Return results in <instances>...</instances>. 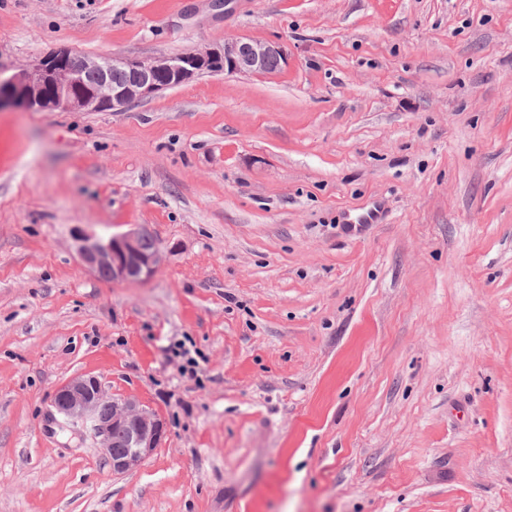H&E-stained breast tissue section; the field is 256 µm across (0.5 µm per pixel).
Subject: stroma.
<instances>
[{
    "label": "stroma",
    "instance_id": "obj_1",
    "mask_svg": "<svg viewBox=\"0 0 512 512\" xmlns=\"http://www.w3.org/2000/svg\"><path fill=\"white\" fill-rule=\"evenodd\" d=\"M238 37L287 64L0 109V512H512V0H0L10 70ZM137 227L153 277L81 268ZM83 374L165 423L125 473Z\"/></svg>",
    "mask_w": 512,
    "mask_h": 512
}]
</instances>
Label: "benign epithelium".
Segmentation results:
<instances>
[{"mask_svg":"<svg viewBox=\"0 0 512 512\" xmlns=\"http://www.w3.org/2000/svg\"><path fill=\"white\" fill-rule=\"evenodd\" d=\"M287 63L285 49L276 43L251 39L224 41L222 50H193L149 61L91 56L66 48L52 50L6 76L0 69V107L20 106L47 112L118 111L130 103L160 91L181 86L213 67L224 64L226 73H265L271 60ZM124 67L132 78L112 83L110 72ZM95 73L98 80L89 91L79 90L81 76ZM146 229L138 228L108 238H84L79 247L83 266L111 282L151 278L159 267L158 250L145 252L141 240ZM108 411H102V406ZM52 406L66 426L78 427L99 440L115 474L147 459L166 434L164 422L129 398H114L92 375L63 383L53 395ZM125 428L129 447L112 448V431Z\"/></svg>","mask_w":512,"mask_h":512,"instance_id":"1","label":"benign epithelium"}]
</instances>
